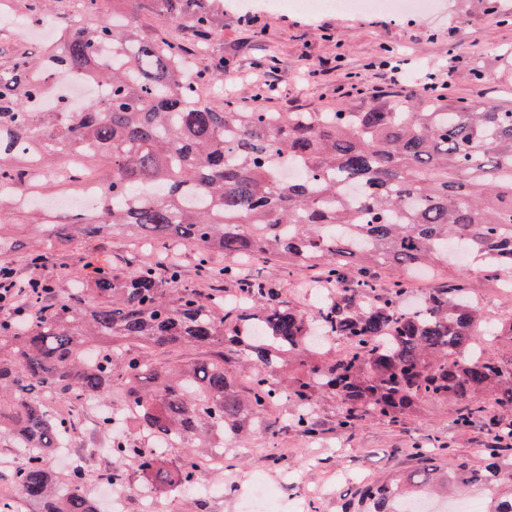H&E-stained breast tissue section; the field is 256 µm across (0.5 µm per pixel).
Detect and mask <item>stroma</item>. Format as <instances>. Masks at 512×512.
<instances>
[{"instance_id":"stroma-1","label":"stroma","mask_w":512,"mask_h":512,"mask_svg":"<svg viewBox=\"0 0 512 512\" xmlns=\"http://www.w3.org/2000/svg\"><path fill=\"white\" fill-rule=\"evenodd\" d=\"M439 2L440 12L397 17L336 11L309 16L292 7L271 10L268 0H249L244 9L236 0H224L215 28L193 61L199 69L221 72L243 105L268 112H368L407 104V93L397 89L377 95L336 93L341 73L364 72L368 63L392 55L406 58L411 80L429 74L447 78L450 99L512 107V25L499 20L501 13L512 12V0ZM28 8L27 0H13L11 22H0V65L15 52L39 50L26 34ZM460 14L468 18L461 29L454 23ZM270 45L276 49L271 67L264 62ZM336 59L342 62L341 70L318 80L308 77L313 65ZM268 70L278 78L280 90L265 99L254 98L253 78ZM0 232L16 243L10 261L20 275L35 273L48 279L55 297L70 288L72 278L91 280L96 269L125 271L157 259L155 248L134 249L118 236L81 237L63 249L43 248L42 263L34 268L29 264L35 243L27 216L0 214ZM65 269L70 272L66 278L61 275ZM244 275L273 284L284 300L299 308H310L314 302L306 278L285 277L276 261L251 262ZM291 411V403L280 401L266 415L263 436L225 443L223 472L205 476L221 486V494L189 497L161 492L157 512H243L251 484L262 477L276 484L282 501L310 491L316 495L317 512H344L356 507L362 485L418 466L411 454L413 445L426 448L439 471L445 472L461 460L478 463L487 438L480 428L456 429L448 411L435 403L424 404L419 414L400 424L368 420L345 434L336 425V401L325 398L315 413L321 430L308 442L289 427Z\"/></svg>"}]
</instances>
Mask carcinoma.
Returning a JSON list of instances; mask_svg holds the SVG:
<instances>
[{
    "instance_id": "carcinoma-1",
    "label": "carcinoma",
    "mask_w": 512,
    "mask_h": 512,
    "mask_svg": "<svg viewBox=\"0 0 512 512\" xmlns=\"http://www.w3.org/2000/svg\"><path fill=\"white\" fill-rule=\"evenodd\" d=\"M121 18H103L104 0H83L81 18L40 55H15L0 69V182L23 179L76 149L104 157L100 207L79 222L36 225L41 242L66 245L77 236L124 233L165 248L160 263L102 271L52 300L27 287L29 313L17 329L0 311V447L19 442L38 452L11 483L41 512H98L84 488L86 473L62 481L47 452L76 418L50 410L82 396L124 393L135 433L112 437L113 468L132 459L137 480L171 490L195 479L190 453L214 435L260 428L268 408L293 403L290 427L318 434L314 411L323 396L340 406L338 427L367 419L391 424L425 402L445 405L453 426H484V461L460 464L453 486L492 489L503 479L500 437L512 436V354L462 358L482 340L512 337V320L484 316L465 278L451 277L412 299L401 274L432 269L446 276L456 257L475 260L484 277H512V109L436 96L370 112H262L231 97L206 101L196 83L218 74L187 73L184 42L138 35L140 18L167 11L192 35H207L216 13L207 0H132ZM112 51V65L102 50ZM84 73L108 88L82 112H35L55 81ZM41 143L30 158L18 141ZM305 171L285 179L280 160ZM197 252L199 270L240 291L184 284L174 243ZM214 253L240 263L272 256L290 277L308 273L335 288L308 310L274 288L216 269ZM353 345L331 351L329 341ZM180 347L209 358L166 363L161 350ZM246 365L251 387L240 390L227 365ZM170 441L189 453L175 462ZM429 465L360 491L364 512H406L408 486L441 492Z\"/></svg>"
}]
</instances>
